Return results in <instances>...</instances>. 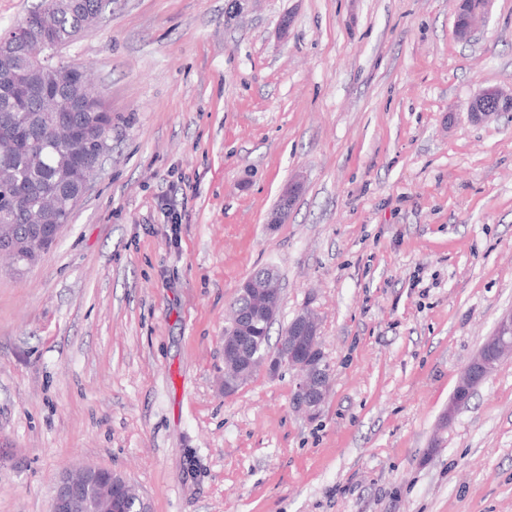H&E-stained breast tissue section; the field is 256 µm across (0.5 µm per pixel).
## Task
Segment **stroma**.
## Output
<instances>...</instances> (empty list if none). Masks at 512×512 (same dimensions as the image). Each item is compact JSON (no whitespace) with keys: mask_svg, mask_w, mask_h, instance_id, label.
I'll return each instance as SVG.
<instances>
[{"mask_svg":"<svg viewBox=\"0 0 512 512\" xmlns=\"http://www.w3.org/2000/svg\"><path fill=\"white\" fill-rule=\"evenodd\" d=\"M454 21V0H112L58 52L111 150L56 245L0 264V512H49L84 463L150 512H512V357L444 420L512 310V112L467 111L512 89V0L472 43ZM267 267L272 336L320 319L313 420L286 370L224 392L233 301ZM488 99H493L497 103L495 109L487 107ZM500 112H512V93H504L495 87L483 90L470 103L468 114L472 120L482 122L495 117Z\"/></svg>","mask_w":512,"mask_h":512,"instance_id":"1","label":"stroma"}]
</instances>
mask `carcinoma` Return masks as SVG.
Segmentation results:
<instances>
[{
	"mask_svg": "<svg viewBox=\"0 0 512 512\" xmlns=\"http://www.w3.org/2000/svg\"><path fill=\"white\" fill-rule=\"evenodd\" d=\"M109 0H59L53 9L37 6L44 36L62 49L94 26ZM24 64L10 48L0 49V228L9 227L19 241L30 236L29 211L40 202L55 205L54 223L67 224L69 199L76 192L79 163L95 155L104 125L87 69L54 61L51 66L26 67L19 76L13 62ZM53 94L70 113L74 136L59 143L53 132V113L40 97Z\"/></svg>",
	"mask_w": 512,
	"mask_h": 512,
	"instance_id": "cac0c4a2",
	"label": "carcinoma"
}]
</instances>
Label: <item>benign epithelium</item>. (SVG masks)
I'll list each match as a JSON object with an SVG mask.
<instances>
[{"label":"benign epithelium","mask_w":512,"mask_h":512,"mask_svg":"<svg viewBox=\"0 0 512 512\" xmlns=\"http://www.w3.org/2000/svg\"><path fill=\"white\" fill-rule=\"evenodd\" d=\"M493 0H475V6L465 24H454V36L460 41H469L475 30L489 14ZM48 43H34L27 39L22 46V57L31 65L41 66L47 62ZM502 112H512V93L501 89L483 90L469 105V116L476 122L495 117ZM107 151H101L97 160L81 174L79 195H84L90 180L97 174ZM299 186L289 185L283 192L282 207L275 210L269 224H280L288 217ZM50 212H36L32 216L35 229L50 238H59L61 226L49 224ZM240 290L254 292L259 300L263 318L275 319L278 314L280 289L273 284L255 288L254 281L243 283ZM256 320L242 315L235 318L232 327L224 332V370L229 376L224 378V392H234L255 372L263 369L275 376L284 369L296 376V386L292 397L294 408L314 420L318 417L322 404L329 392L331 368L326 361L320 344V326L310 311L302 312L288 323V332L282 337L275 352L256 353L251 350ZM512 354V311L504 313L496 332L488 337L478 353L461 373L452 400L448 402L446 417L453 420L464 407L477 388L489 379L500 361ZM136 497L137 512H149V505L135 487L122 475L110 469L97 466H84L66 471L56 480L50 512H126L130 497Z\"/></svg>","instance_id":"benign-epithelium-1"}]
</instances>
